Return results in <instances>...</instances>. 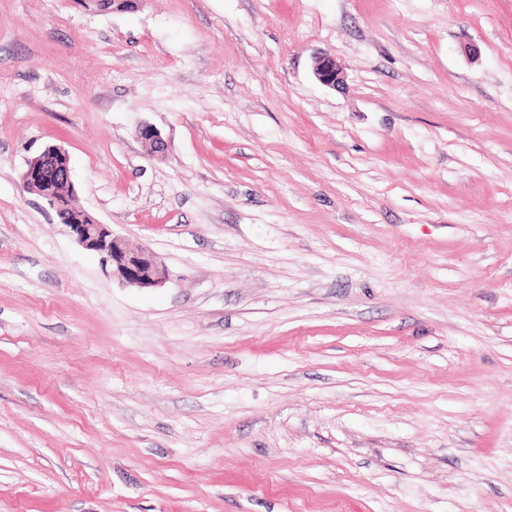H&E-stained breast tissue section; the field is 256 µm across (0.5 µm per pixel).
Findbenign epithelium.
Wrapping results in <instances>:
<instances>
[{
	"instance_id": "benign-epithelium-1",
	"label": "benign epithelium",
	"mask_w": 512,
	"mask_h": 512,
	"mask_svg": "<svg viewBox=\"0 0 512 512\" xmlns=\"http://www.w3.org/2000/svg\"><path fill=\"white\" fill-rule=\"evenodd\" d=\"M313 74L322 85L329 88H340L344 83L343 67L332 57L315 58ZM137 135L154 148L164 150L165 143L154 127L142 126ZM22 181L26 189L46 201L52 200L56 215L63 214L68 208L66 199L51 197L50 189L52 184L60 182L73 186L69 161L62 148L51 145L28 159ZM66 228L82 249L99 256L102 270L120 282L150 288L167 281L168 271L159 258L146 247L131 246L124 237L112 230L111 225L102 224L92 217L88 224H68Z\"/></svg>"
}]
</instances>
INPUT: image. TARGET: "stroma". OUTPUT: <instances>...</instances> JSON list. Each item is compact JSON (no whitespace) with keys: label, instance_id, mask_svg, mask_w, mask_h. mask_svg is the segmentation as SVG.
I'll use <instances>...</instances> for the list:
<instances>
[{"label":"stroma","instance_id":"obj_1","mask_svg":"<svg viewBox=\"0 0 512 512\" xmlns=\"http://www.w3.org/2000/svg\"><path fill=\"white\" fill-rule=\"evenodd\" d=\"M0 512H512V0H0ZM313 74L322 85L329 88H342L344 83L343 67L332 57H316ZM22 181L26 189L42 197L44 200L51 199L53 202V210L60 217L64 210L68 208L65 198L52 197L50 186L55 183L64 182L71 188L65 186H54L55 194L59 191L61 196H74V185L69 167V161L65 151L55 145L47 146L36 156L30 158L26 162L25 170L22 174ZM90 224H63L69 235L84 250L97 254L102 270L123 284L150 288L164 284L168 271L146 247H133L116 234L111 225L89 216Z\"/></svg>","mask_w":512,"mask_h":512}]
</instances>
